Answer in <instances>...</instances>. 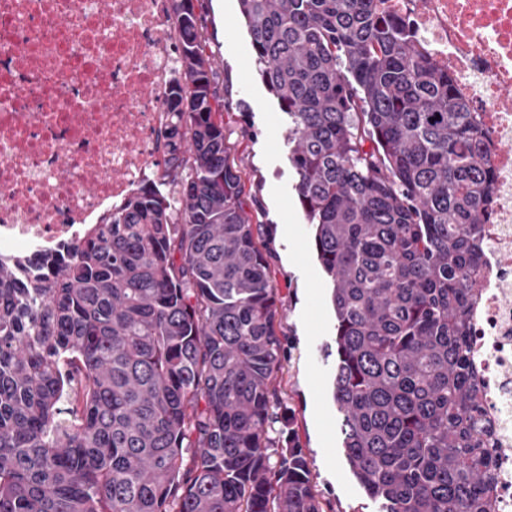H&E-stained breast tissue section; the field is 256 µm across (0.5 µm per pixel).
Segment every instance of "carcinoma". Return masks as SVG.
Instances as JSON below:
<instances>
[{
	"label": "carcinoma",
	"mask_w": 512,
	"mask_h": 512,
	"mask_svg": "<svg viewBox=\"0 0 512 512\" xmlns=\"http://www.w3.org/2000/svg\"><path fill=\"white\" fill-rule=\"evenodd\" d=\"M165 173L35 267L0 259V512H323L271 436L279 297L194 0ZM336 317L342 448L380 512H499L471 350L496 173L377 0H239Z\"/></svg>",
	"instance_id": "cac0c4a2"
}]
</instances>
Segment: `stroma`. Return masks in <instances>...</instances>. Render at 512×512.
Here are the masks:
<instances>
[{
	"label": "stroma",
	"instance_id": "obj_1",
	"mask_svg": "<svg viewBox=\"0 0 512 512\" xmlns=\"http://www.w3.org/2000/svg\"><path fill=\"white\" fill-rule=\"evenodd\" d=\"M196 9L217 61L230 160L256 201L258 239L278 290L284 352L274 412L292 414L324 512H377L342 450V416L331 396L336 372L331 284L294 189L282 114L257 72L238 0H198Z\"/></svg>",
	"mask_w": 512,
	"mask_h": 512
}]
</instances>
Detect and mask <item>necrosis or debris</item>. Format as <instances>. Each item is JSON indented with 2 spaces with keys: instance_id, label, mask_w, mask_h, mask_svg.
Returning <instances> with one entry per match:
<instances>
[{
  "instance_id": "4bbe7bcc",
  "label": "necrosis or debris",
  "mask_w": 512,
  "mask_h": 512,
  "mask_svg": "<svg viewBox=\"0 0 512 512\" xmlns=\"http://www.w3.org/2000/svg\"><path fill=\"white\" fill-rule=\"evenodd\" d=\"M476 112L497 180L478 355L512 512V0H381ZM172 0H0V256L81 239L164 166ZM67 179H60V167Z\"/></svg>"
}]
</instances>
